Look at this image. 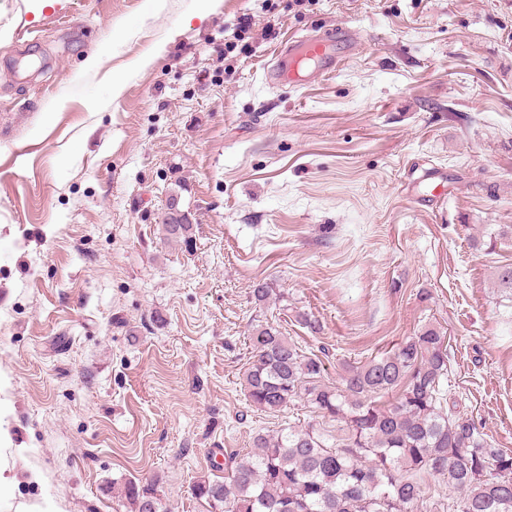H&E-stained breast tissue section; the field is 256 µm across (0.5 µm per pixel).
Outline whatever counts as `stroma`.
<instances>
[{
	"mask_svg": "<svg viewBox=\"0 0 512 512\" xmlns=\"http://www.w3.org/2000/svg\"><path fill=\"white\" fill-rule=\"evenodd\" d=\"M344 25L337 72L269 80L288 40ZM500 224L512 0H0V512H127L123 484L154 479L168 512H209L210 449L339 439L307 404L249 406L260 320L333 384L434 325L457 414L512 451Z\"/></svg>",
	"mask_w": 512,
	"mask_h": 512,
	"instance_id": "obj_1",
	"label": "stroma"
}]
</instances>
